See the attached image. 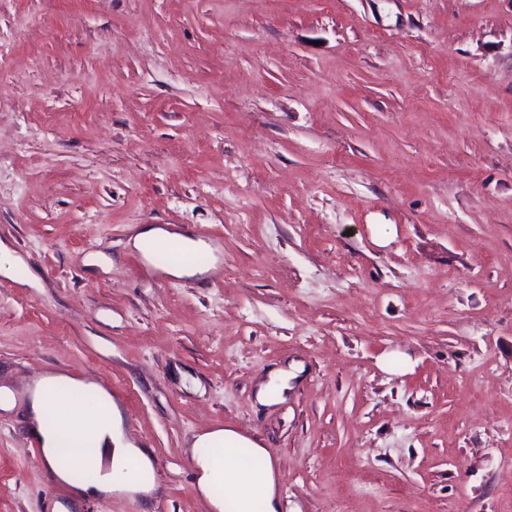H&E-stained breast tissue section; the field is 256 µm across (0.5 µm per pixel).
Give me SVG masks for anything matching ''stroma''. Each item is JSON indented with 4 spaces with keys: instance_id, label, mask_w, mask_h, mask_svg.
<instances>
[{
    "instance_id": "1",
    "label": "stroma",
    "mask_w": 512,
    "mask_h": 512,
    "mask_svg": "<svg viewBox=\"0 0 512 512\" xmlns=\"http://www.w3.org/2000/svg\"><path fill=\"white\" fill-rule=\"evenodd\" d=\"M146 224L217 271L165 275ZM0 244V512L71 502L48 372L108 376L152 454L150 503L76 512H209L214 428L281 512H512V0H0ZM133 239V246L142 250L145 242H152L159 247L175 245L186 259L173 261L161 268L167 275L173 277H194L204 276L216 270L217 260L214 256L215 249L208 243L185 236L173 229H168L155 224H146ZM205 253L210 256L206 263H198L195 258L198 254ZM195 488L211 512H280L279 475L266 448L232 429L199 434L191 448ZM224 487V494L216 492Z\"/></svg>"
}]
</instances>
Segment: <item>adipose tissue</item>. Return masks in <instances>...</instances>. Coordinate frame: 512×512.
<instances>
[{
    "instance_id": "ef3b65f1",
    "label": "adipose tissue",
    "mask_w": 512,
    "mask_h": 512,
    "mask_svg": "<svg viewBox=\"0 0 512 512\" xmlns=\"http://www.w3.org/2000/svg\"><path fill=\"white\" fill-rule=\"evenodd\" d=\"M160 247L177 246L182 260L164 266L173 277L204 276L216 269L213 247L199 239L150 224L133 239L135 248L144 243ZM208 254L205 263L198 254ZM92 396L96 406L93 422L74 421L65 429L47 426L49 413L65 398L67 391ZM28 425L39 436L42 457L55 482L69 483L70 476L60 467L63 456L79 458L92 465L94 481L75 486L76 498L108 497L112 494L152 495L156 489L151 457L124 436L123 414L103 387L78 381L64 373L40 377L27 401ZM195 462V488L208 501L213 512H278V472L267 449L232 429H215L199 434L191 448Z\"/></svg>"
}]
</instances>
